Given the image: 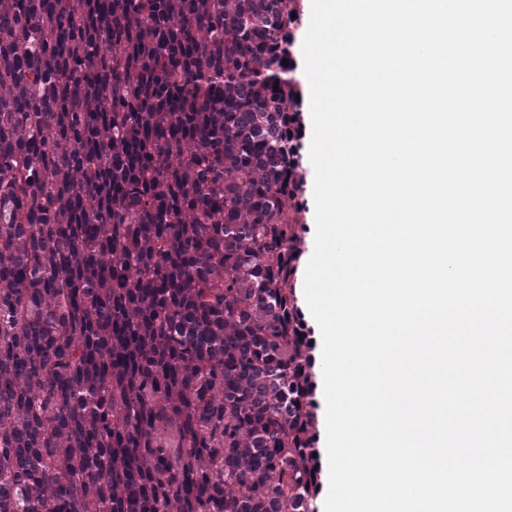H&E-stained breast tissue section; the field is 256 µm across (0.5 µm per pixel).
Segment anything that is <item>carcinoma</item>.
<instances>
[{"mask_svg": "<svg viewBox=\"0 0 512 512\" xmlns=\"http://www.w3.org/2000/svg\"><path fill=\"white\" fill-rule=\"evenodd\" d=\"M300 0H0V512H315ZM301 8L298 19L292 26L293 31V46H292V61L295 67V76L300 82L302 89V99L299 105L300 117V129H301V162L306 170V182L304 183L301 192L299 193V202L303 207V224L298 227V233L300 234L304 243V252L298 263L297 271V283H296V304L301 313L302 320L304 318L305 327L307 334L310 336L311 350L310 354L313 357L314 362H317L322 355V344L315 336V320L312 317L305 300V293L302 290V284L305 277V271L308 264V257L310 250L313 246L315 239V205H314V169H312L306 161L307 152L309 147V141L307 136L304 134V128L309 124V83L306 79L303 67V55H302V42L307 33L310 24V12L308 8L309 2L301 0Z\"/></svg>", "mask_w": 512, "mask_h": 512, "instance_id": "cac0c4a2", "label": "carcinoma"}]
</instances>
